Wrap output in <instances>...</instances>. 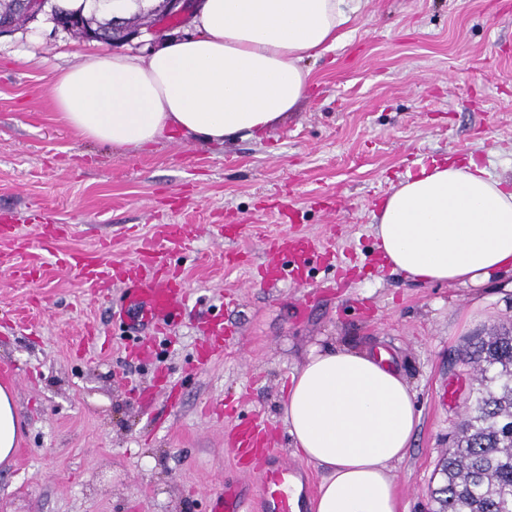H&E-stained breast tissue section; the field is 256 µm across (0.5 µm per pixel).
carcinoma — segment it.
<instances>
[{"label":"carcinoma","mask_w":512,"mask_h":512,"mask_svg":"<svg viewBox=\"0 0 512 512\" xmlns=\"http://www.w3.org/2000/svg\"><path fill=\"white\" fill-rule=\"evenodd\" d=\"M51 15L67 31L66 19L84 13L54 5ZM86 20L101 41L112 43L122 36L110 18L93 13ZM464 359L476 372L477 387L435 494L442 512H512V329L473 337Z\"/></svg>","instance_id":"carcinoma-1"}]
</instances>
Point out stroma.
Wrapping results in <instances>:
<instances>
[{"instance_id": "35a3bbf8", "label": "stroma", "mask_w": 512, "mask_h": 512, "mask_svg": "<svg viewBox=\"0 0 512 512\" xmlns=\"http://www.w3.org/2000/svg\"><path fill=\"white\" fill-rule=\"evenodd\" d=\"M189 13L157 16L117 45L86 41L41 12L0 35V217L30 238L35 282L0 266V383L16 394L20 443L0 465V512H207L241 479L227 445L243 404L277 429L285 458L284 387L310 349L385 351L414 393L419 430L395 475L405 512H435L441 463L475 374L460 351L512 325V291L423 284L380 264L375 215L392 186L434 160L476 159L512 180V0H362L335 48L308 59L305 99L261 138L222 144L160 139L125 152L73 132L52 103L57 75L115 51L147 57L195 35ZM134 261L156 225L191 234L170 262L190 295L157 361L134 358L132 309L116 321L77 277L39 252ZM243 224L245 238L213 236ZM299 237L354 259L351 280L311 262L303 279L258 280L266 243ZM236 294L226 304L227 294ZM238 333L207 365L202 328Z\"/></svg>"}]
</instances>
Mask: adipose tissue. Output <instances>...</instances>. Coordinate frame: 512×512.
Segmentation results:
<instances>
[{
    "instance_id": "obj_1",
    "label": "adipose tissue",
    "mask_w": 512,
    "mask_h": 512,
    "mask_svg": "<svg viewBox=\"0 0 512 512\" xmlns=\"http://www.w3.org/2000/svg\"><path fill=\"white\" fill-rule=\"evenodd\" d=\"M361 0H198L197 35L148 59L92 56L52 90L84 139L139 149L168 134L258 138L310 85L307 59L335 47ZM388 265L422 283L480 287L512 274V182L468 160L432 162L391 188L376 215ZM414 394L367 352L312 348L291 377L283 420L297 455L322 467L314 512H401L395 465L419 425ZM14 391L0 385V464L19 444Z\"/></svg>"
}]
</instances>
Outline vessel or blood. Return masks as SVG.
<instances>
[{
  "instance_id": "vessel-or-blood-1",
  "label": "vessel or blood",
  "mask_w": 512,
  "mask_h": 512,
  "mask_svg": "<svg viewBox=\"0 0 512 512\" xmlns=\"http://www.w3.org/2000/svg\"><path fill=\"white\" fill-rule=\"evenodd\" d=\"M186 240L179 224L157 225L154 235L142 243L139 257L132 263L113 262L108 244H101L90 253H55L59 269L79 277L88 288L98 289L112 277L123 279V303L138 307L143 323L152 334H163L180 317L187 304V291L182 283L158 281L157 275L166 266L172 252ZM293 245L291 239L280 237L271 243L275 255L267 274L285 279L290 276V263L284 254ZM266 425L257 417L237 423L229 438V446L237 458H253L258 462L255 475L259 497L250 499L243 485L225 486L223 493L210 500L209 512H296L288 491L302 475L300 464L281 459L268 447L264 435Z\"/></svg>"
}]
</instances>
